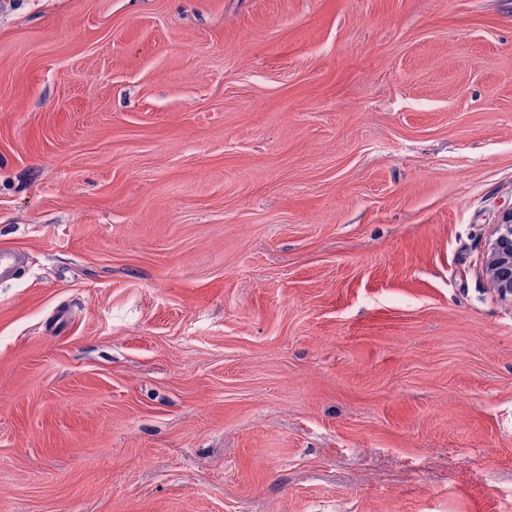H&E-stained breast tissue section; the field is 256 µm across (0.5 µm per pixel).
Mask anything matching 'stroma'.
<instances>
[{
    "label": "stroma",
    "mask_w": 512,
    "mask_h": 512,
    "mask_svg": "<svg viewBox=\"0 0 512 512\" xmlns=\"http://www.w3.org/2000/svg\"><path fill=\"white\" fill-rule=\"evenodd\" d=\"M512 0H0V512H512ZM496 224L495 238L489 246L488 272L503 300L512 301V208Z\"/></svg>",
    "instance_id": "35a3bbf8"
}]
</instances>
